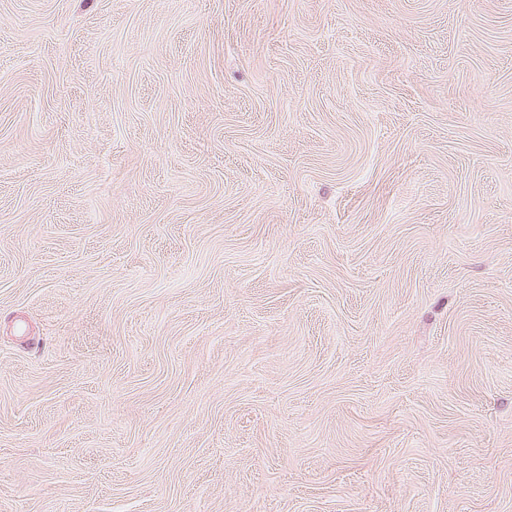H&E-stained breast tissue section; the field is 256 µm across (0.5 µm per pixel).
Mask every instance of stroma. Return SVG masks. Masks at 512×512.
<instances>
[{
    "label": "stroma",
    "mask_w": 512,
    "mask_h": 512,
    "mask_svg": "<svg viewBox=\"0 0 512 512\" xmlns=\"http://www.w3.org/2000/svg\"><path fill=\"white\" fill-rule=\"evenodd\" d=\"M0 512H512V0H0Z\"/></svg>",
    "instance_id": "1"
}]
</instances>
